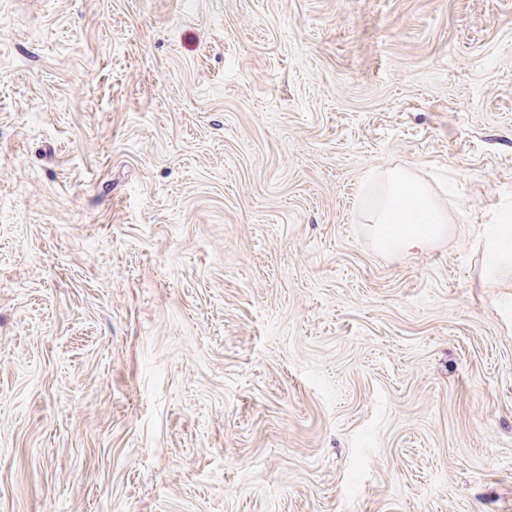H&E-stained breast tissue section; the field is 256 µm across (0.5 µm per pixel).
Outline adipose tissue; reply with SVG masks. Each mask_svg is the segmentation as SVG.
<instances>
[{"instance_id":"ef3b65f1","label":"adipose tissue","mask_w":512,"mask_h":512,"mask_svg":"<svg viewBox=\"0 0 512 512\" xmlns=\"http://www.w3.org/2000/svg\"><path fill=\"white\" fill-rule=\"evenodd\" d=\"M371 221L381 247L410 254L437 240L446 230L447 217L420 183L405 170L392 169L384 178V194ZM487 246L494 254L487 282L496 285L512 280V225H490Z\"/></svg>"}]
</instances>
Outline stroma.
Masks as SVG:
<instances>
[{
  "label": "stroma",
  "mask_w": 512,
  "mask_h": 512,
  "mask_svg": "<svg viewBox=\"0 0 512 512\" xmlns=\"http://www.w3.org/2000/svg\"><path fill=\"white\" fill-rule=\"evenodd\" d=\"M490 224L512 0H0V512H512ZM371 221L381 247L411 254L424 251L445 232L447 217L420 183L405 170L392 169Z\"/></svg>",
  "instance_id": "1"
}]
</instances>
